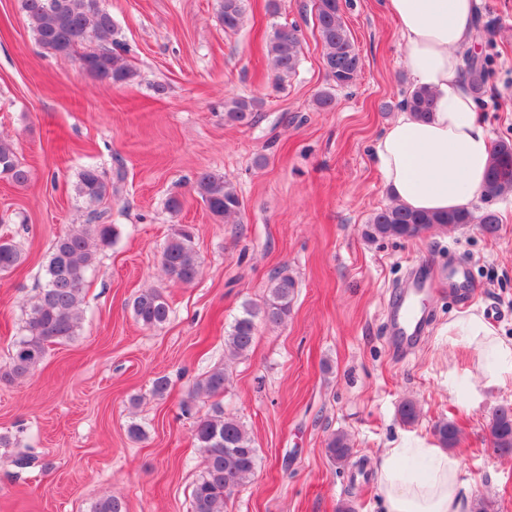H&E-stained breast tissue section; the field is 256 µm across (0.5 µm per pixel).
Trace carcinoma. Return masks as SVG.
<instances>
[{"instance_id": "1", "label": "carcinoma", "mask_w": 512, "mask_h": 512, "mask_svg": "<svg viewBox=\"0 0 512 512\" xmlns=\"http://www.w3.org/2000/svg\"><path fill=\"white\" fill-rule=\"evenodd\" d=\"M29 28L44 53L65 59L85 61L83 71L98 80L114 83L134 81L138 74L124 57L125 48L116 38L112 15L100 0H22ZM243 0H221L220 20L224 29L235 32L243 24ZM316 25L321 37L323 67L337 87L352 85L361 71L362 60L344 21L341 0H315ZM267 58L275 78L283 81L296 73L300 62L298 30L276 27L266 43ZM469 84L475 91L483 87L486 62L467 63ZM433 97L426 89H415L404 98L402 107L423 118L431 111ZM224 118L251 126L257 121L254 100L243 97L224 101ZM17 186L27 184L30 171L18 158L14 145L0 139V179ZM194 191L217 221L240 213L242 201L224 175L210 171L198 174ZM77 192L89 203H100L112 195V184L95 168L79 174ZM512 193V141L498 140L491 145V165L482 197L491 202ZM474 221L468 209L448 213H427L392 204L374 213L369 221L371 235L381 239H413L434 229L461 228ZM117 230L112 224H81L58 237L44 266L45 284L30 304L22 334L14 339L10 361L0 378L7 381L32 376L43 364L49 347L75 341L82 321L83 291L89 271L96 262L97 249L111 245ZM24 262L23 251L14 240L0 237V273L17 269ZM201 262L195 248L192 228L174 229L162 252V270L172 281L191 283L200 273ZM297 282L288 270L275 271L269 280L262 304L246 301L225 340L233 356H243L253 347L258 325L285 322L295 298ZM131 307L139 323L147 329L163 326L170 317V306L156 288L139 291ZM228 376L216 369L196 381L190 397L182 404L192 414L195 398L224 394ZM435 436L442 447L454 448L459 429L451 421L437 424ZM494 451L512 454V407H499L489 426ZM192 439L202 455V471L192 489L191 512H224L234 489L249 483L259 460L258 448L245 425L224 414L220 403L196 418ZM329 457L339 463L353 456V446L343 432L332 434L326 443ZM93 512H124L120 498L106 496L93 506Z\"/></svg>"}]
</instances>
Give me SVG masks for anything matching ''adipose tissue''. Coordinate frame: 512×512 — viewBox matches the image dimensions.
I'll return each instance as SVG.
<instances>
[{"mask_svg":"<svg viewBox=\"0 0 512 512\" xmlns=\"http://www.w3.org/2000/svg\"><path fill=\"white\" fill-rule=\"evenodd\" d=\"M476 0H384L399 25L401 62L414 86L431 91L435 107L420 120L404 111L374 145L388 195L422 212L470 207L484 189L491 133L462 71L472 45ZM479 353L484 385L512 377V340L497 336L482 311L448 323ZM382 512H472L460 465L440 448L385 449L377 471Z\"/></svg>","mask_w":512,"mask_h":512,"instance_id":"adipose-tissue-1","label":"adipose tissue"}]
</instances>
